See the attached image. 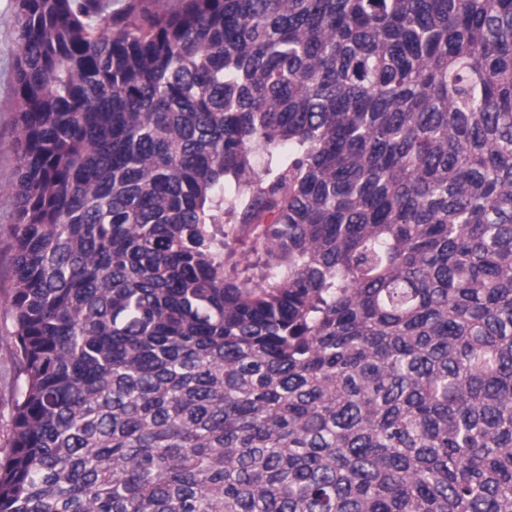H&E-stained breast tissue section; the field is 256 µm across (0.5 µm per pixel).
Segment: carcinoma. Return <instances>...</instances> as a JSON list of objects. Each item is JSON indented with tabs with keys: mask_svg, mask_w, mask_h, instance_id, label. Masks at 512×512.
Here are the masks:
<instances>
[{
	"mask_svg": "<svg viewBox=\"0 0 512 512\" xmlns=\"http://www.w3.org/2000/svg\"><path fill=\"white\" fill-rule=\"evenodd\" d=\"M15 4L0 512H512V0ZM12 329L8 305L0 299V457L9 453L12 444V406L17 390L15 348L6 338Z\"/></svg>",
	"mask_w": 512,
	"mask_h": 512,
	"instance_id": "carcinoma-1",
	"label": "carcinoma"
}]
</instances>
